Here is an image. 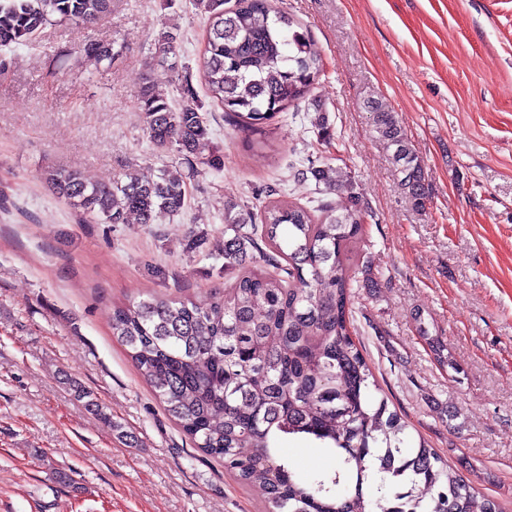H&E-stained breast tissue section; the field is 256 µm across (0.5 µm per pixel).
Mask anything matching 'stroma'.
I'll list each match as a JSON object with an SVG mask.
<instances>
[{
  "label": "stroma",
  "instance_id": "35a3bbf8",
  "mask_svg": "<svg viewBox=\"0 0 512 512\" xmlns=\"http://www.w3.org/2000/svg\"><path fill=\"white\" fill-rule=\"evenodd\" d=\"M281 6L325 71L254 152L205 92L197 59L207 17L195 0H112L94 26L57 23L0 47V512H266L257 490L167 415L113 336L112 306L223 291L227 203L261 211L271 188L317 206L314 181L295 175L310 160L350 171L369 206L356 252L374 284H356L353 324L389 410L512 512V0ZM169 27L181 35L177 66L149 68ZM90 41L113 44L111 66L84 60ZM147 80L176 105L192 85L224 166L191 178L187 208L159 223L80 219L41 168L109 183L154 179L178 161L147 139L138 104ZM372 100L395 113L424 166L425 210L398 185ZM321 116L331 141L317 134ZM433 338L455 369L435 360ZM72 379L111 422L75 397ZM282 446L300 472L334 464L310 439Z\"/></svg>",
  "mask_w": 512,
  "mask_h": 512
}]
</instances>
